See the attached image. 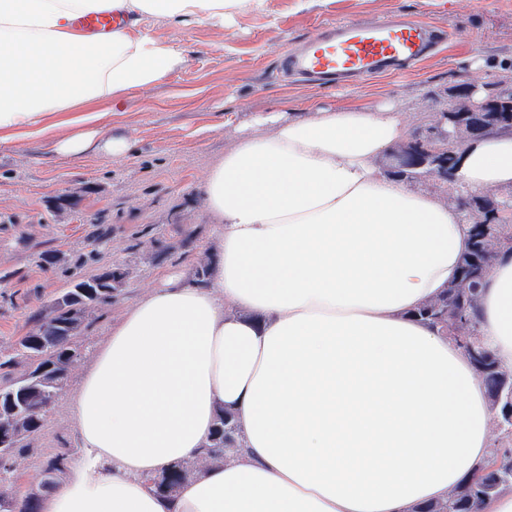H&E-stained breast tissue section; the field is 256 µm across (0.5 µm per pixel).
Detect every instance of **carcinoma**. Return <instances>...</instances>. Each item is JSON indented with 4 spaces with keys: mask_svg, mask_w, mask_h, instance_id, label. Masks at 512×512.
<instances>
[{
    "mask_svg": "<svg viewBox=\"0 0 512 512\" xmlns=\"http://www.w3.org/2000/svg\"><path fill=\"white\" fill-rule=\"evenodd\" d=\"M440 157L446 164L443 169L427 166L418 171L407 170L398 167L396 151L393 150L387 157L386 172L401 181L430 180L435 184H444L448 182L445 174L454 169L455 161L451 152L442 151ZM461 196L470 200L469 216L474 218L470 227L471 247L460 260L457 281L436 299L419 307L415 316L450 337L457 335L459 324L448 315V304H453L466 317L468 333L477 341L475 351L480 353L485 364V370L480 375L492 400L504 381H512V373L501 369L495 358L479 344L475 309L487 272L483 260L494 258L502 246L512 241V222H503L494 233L485 235L481 216L498 197L488 192L473 195L468 191L461 193ZM110 276L111 268L107 267L90 277H73L70 288L57 296L49 311L40 318L38 330L21 337L12 352L5 355L0 353V371L3 372L0 417L13 419L14 432L24 441H30L41 431L51 410V406L45 403V389L49 387L58 394L65 387L71 367L79 356L77 338L87 326L89 317L99 306L112 302ZM207 447L228 449L229 459L242 451L232 417L224 410L217 417L213 438ZM69 458L67 448L50 458V463L44 466L42 488L51 489L57 484L67 470ZM490 469V476L480 473L461 485V488L468 490V496L447 497L426 505L419 512H471L470 498L484 503L502 489L511 488L512 447L509 443L501 444V450L496 452ZM0 502L12 505V512H38L39 496L36 492L20 496L0 487Z\"/></svg>",
    "mask_w": 512,
    "mask_h": 512,
    "instance_id": "carcinoma-1",
    "label": "carcinoma"
}]
</instances>
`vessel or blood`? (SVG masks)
I'll return each mask as SVG.
<instances>
[{
    "label": "vessel or blood",
    "instance_id": "b4317fda",
    "mask_svg": "<svg viewBox=\"0 0 512 512\" xmlns=\"http://www.w3.org/2000/svg\"><path fill=\"white\" fill-rule=\"evenodd\" d=\"M119 11L106 8L78 18L80 32L89 37L123 25ZM445 34L403 14L337 25L324 35L308 38L288 54L289 73L336 84H354L373 75L399 73L422 61L444 40Z\"/></svg>",
    "mask_w": 512,
    "mask_h": 512
}]
</instances>
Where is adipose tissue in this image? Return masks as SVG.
<instances>
[{
	"mask_svg": "<svg viewBox=\"0 0 512 512\" xmlns=\"http://www.w3.org/2000/svg\"><path fill=\"white\" fill-rule=\"evenodd\" d=\"M265 0H0V141L53 134L64 157L126 154L84 102L120 105L181 66L148 19L216 28ZM124 26L74 27L105 6ZM77 110L83 131L47 116ZM210 167L203 203L221 255L205 284L170 276L113 327L70 397L82 448L40 512H417L491 457L494 411L469 357L416 308L456 281L469 224L383 174L404 141L390 106L259 117ZM455 180L512 189V132L467 148ZM483 347L512 372V253L486 274ZM244 451L159 495L148 480L195 457L220 411Z\"/></svg>",
	"mask_w": 512,
	"mask_h": 512,
	"instance_id": "1",
	"label": "adipose tissue"
}]
</instances>
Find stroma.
<instances>
[{"instance_id":"stroma-1","label":"stroma","mask_w":512,"mask_h":512,"mask_svg":"<svg viewBox=\"0 0 512 512\" xmlns=\"http://www.w3.org/2000/svg\"><path fill=\"white\" fill-rule=\"evenodd\" d=\"M396 10L448 34L416 68L347 89L281 80L280 56L322 27ZM148 25L180 47L183 64L150 90L131 92L120 108L104 98L85 105L104 113L109 135L130 143L126 155L61 158L49 138L21 133L0 143V350L36 328L73 275L110 265L125 273L111 304L95 310L78 338L69 391L135 300L169 275L195 282L201 257L217 259L203 177L255 116L302 118L316 107L389 101L414 135L453 86L512 79V0H267L264 10L237 14L224 32L198 20ZM61 448L81 453L62 399L16 458L19 492L40 489L44 462Z\"/></svg>"}]
</instances>
